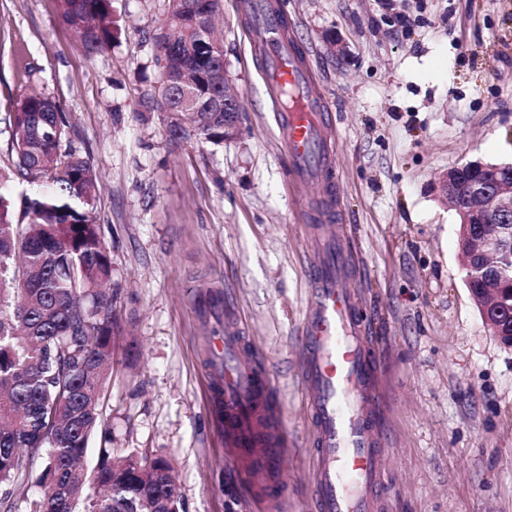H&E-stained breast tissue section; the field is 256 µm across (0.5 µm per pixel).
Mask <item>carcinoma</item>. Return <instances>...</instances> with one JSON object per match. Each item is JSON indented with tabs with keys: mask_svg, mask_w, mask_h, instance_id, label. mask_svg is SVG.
I'll return each mask as SVG.
<instances>
[{
	"mask_svg": "<svg viewBox=\"0 0 512 512\" xmlns=\"http://www.w3.org/2000/svg\"><path fill=\"white\" fill-rule=\"evenodd\" d=\"M60 17L88 55L112 47L119 25L112 0H59ZM154 37L156 61L190 75V96L172 93L162 109L198 111L199 127L168 123L174 138L224 142L223 96L213 74L224 52L198 29L217 0H165ZM10 167L0 168V512L18 498L26 512H184L173 465L164 455L100 449L83 460L92 438L112 442L102 400L119 328L113 306L112 259L97 212L101 185L90 162L61 151L67 123L56 102L31 94L14 112ZM26 183L14 194L11 182ZM39 469L40 495L27 487Z\"/></svg>",
	"mask_w": 512,
	"mask_h": 512,
	"instance_id": "obj_1",
	"label": "carcinoma"
}]
</instances>
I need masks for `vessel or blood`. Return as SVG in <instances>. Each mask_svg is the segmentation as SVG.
Listing matches in <instances>:
<instances>
[{
  "label": "vessel or blood",
  "mask_w": 512,
  "mask_h": 512,
  "mask_svg": "<svg viewBox=\"0 0 512 512\" xmlns=\"http://www.w3.org/2000/svg\"><path fill=\"white\" fill-rule=\"evenodd\" d=\"M245 7L251 39L265 58L264 77L275 102L289 184L333 180L330 131L322 120L326 104L312 90L313 75L303 53L273 0H247ZM312 213L323 229L311 246L313 287L300 336L301 380L316 444L311 497L316 512H376L387 451L376 398L379 357L368 354L363 344L364 322L348 285L358 257L346 227L337 222L340 207L333 189L325 190ZM223 305L215 298L202 307L206 313H224L211 358L212 405L225 447L268 507L288 491L281 469L288 448L286 428L265 364L251 355L238 319Z\"/></svg>",
  "instance_id": "b4317fda"
}]
</instances>
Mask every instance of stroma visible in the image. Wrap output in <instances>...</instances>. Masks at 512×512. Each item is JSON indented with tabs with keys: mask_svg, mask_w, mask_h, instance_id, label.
I'll return each mask as SVG.
<instances>
[{
	"mask_svg": "<svg viewBox=\"0 0 512 512\" xmlns=\"http://www.w3.org/2000/svg\"><path fill=\"white\" fill-rule=\"evenodd\" d=\"M224 0V64L242 95L221 144L172 139L145 111L162 0H113L111 49L89 57L58 0H0V166L27 96L67 120L61 149L90 161L121 329L104 415L112 445L173 463L185 512H260L224 446L203 362L215 286L274 380L288 429L283 512H315L299 373L308 223L244 24ZM334 123L342 221L364 263L354 287L383 347V512H512V349L470 298L448 167L512 162V0H277ZM410 17L401 27L397 19ZM347 46L332 53L325 37Z\"/></svg>",
	"mask_w": 512,
	"mask_h": 512,
	"instance_id": "obj_1",
	"label": "stroma"
}]
</instances>
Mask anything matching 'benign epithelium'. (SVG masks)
I'll list each match as a JSON object with an SVG mask.
<instances>
[{"instance_id": "1", "label": "benign epithelium", "mask_w": 512, "mask_h": 512, "mask_svg": "<svg viewBox=\"0 0 512 512\" xmlns=\"http://www.w3.org/2000/svg\"><path fill=\"white\" fill-rule=\"evenodd\" d=\"M221 76V109L227 140L238 131L241 94L227 72ZM438 188L461 224L459 251L470 279L480 282L500 305L482 304L472 289L469 295L491 334L512 348V307L502 305L505 296H512V287H507L501 276L502 263L512 260V164H488L481 160L458 163L440 177Z\"/></svg>"}]
</instances>
